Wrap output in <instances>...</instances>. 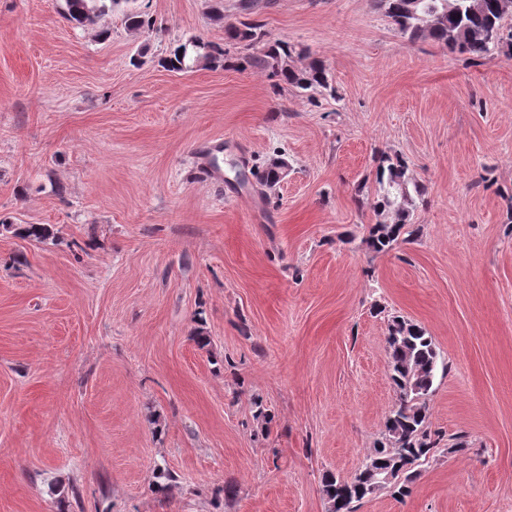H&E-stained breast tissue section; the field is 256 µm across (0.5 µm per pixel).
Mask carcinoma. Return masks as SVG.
<instances>
[{
    "label": "carcinoma",
    "mask_w": 512,
    "mask_h": 512,
    "mask_svg": "<svg viewBox=\"0 0 512 512\" xmlns=\"http://www.w3.org/2000/svg\"><path fill=\"white\" fill-rule=\"evenodd\" d=\"M137 0H65V18L77 27L123 8L126 24L138 30L150 21L135 7ZM386 16L399 34L410 44L430 39L451 52L473 60L491 57L503 39L491 33L502 28L506 15L512 13V0H380ZM255 20H239L226 26L228 39L252 48L258 43ZM294 49L286 42L268 41L246 56L249 66L265 71L269 77L307 92L329 86L324 66L313 63L304 70L292 67ZM204 59L215 64L224 59V49L191 39L178 45L163 60L171 71L189 69ZM376 200L373 208L389 219L369 227L366 243L377 253L388 251L408 230L413 202L409 188L422 194V186L412 182L407 162L398 154L381 153L376 166ZM18 233L35 241L51 236L46 224H27ZM388 367L396 399L385 423V430L369 457L379 467L392 473L394 493L405 496L416 477L415 467L429 460L437 451V440L429 430L430 396L437 379L448 374V363L425 328L400 317L392 319L387 336ZM364 480L354 477L342 481L327 472L322 476V490L329 512H353V503L367 496Z\"/></svg>",
    "instance_id": "obj_1"
}]
</instances>
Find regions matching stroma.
Returning <instances> with one entry per match:
<instances>
[{
  "instance_id": "obj_1",
  "label": "stroma",
  "mask_w": 512,
  "mask_h": 512,
  "mask_svg": "<svg viewBox=\"0 0 512 512\" xmlns=\"http://www.w3.org/2000/svg\"><path fill=\"white\" fill-rule=\"evenodd\" d=\"M242 2L138 0L133 31L0 0V219L52 229H0V512H327L394 404L396 316L448 363L439 450L356 512H512V45L476 64L378 0H257L325 65L310 95L226 40ZM191 38L223 64L163 68ZM383 152L424 192L377 253L356 189ZM278 155L276 186L235 179Z\"/></svg>"
}]
</instances>
